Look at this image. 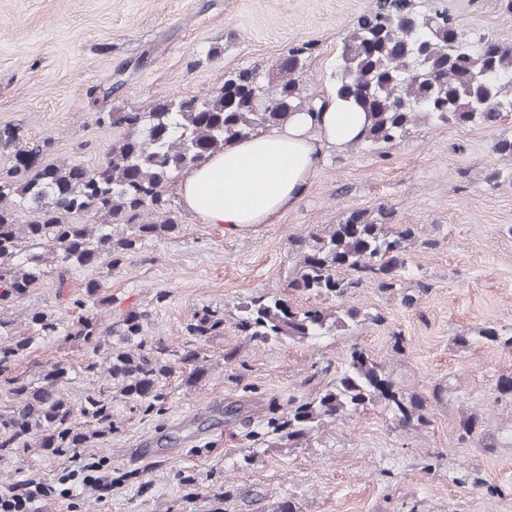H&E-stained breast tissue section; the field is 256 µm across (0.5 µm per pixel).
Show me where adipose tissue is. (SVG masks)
<instances>
[{"label":"adipose tissue","instance_id":"adipose-tissue-1","mask_svg":"<svg viewBox=\"0 0 512 512\" xmlns=\"http://www.w3.org/2000/svg\"><path fill=\"white\" fill-rule=\"evenodd\" d=\"M370 122L368 113L323 90L313 110L293 113L283 125L184 169V204L209 224L237 229L269 223L299 201L326 152L363 139Z\"/></svg>","mask_w":512,"mask_h":512}]
</instances>
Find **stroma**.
<instances>
[{"label": "stroma", "mask_w": 512, "mask_h": 512, "mask_svg": "<svg viewBox=\"0 0 512 512\" xmlns=\"http://www.w3.org/2000/svg\"><path fill=\"white\" fill-rule=\"evenodd\" d=\"M465 27L512 45V16L496 0H447ZM373 0H0V125L16 127L18 146L44 139L50 163L98 165L112 143L102 112L145 109L167 95H201L227 72L276 70L289 44L315 49L302 69L306 96L330 84L343 37ZM123 79L113 89L115 79ZM512 134V113L496 124L418 120L409 138L383 152H331L302 197L269 224L233 230L208 224L181 207L176 182L167 194L179 232L138 242L112 269L49 273L23 299L0 304V319L25 332L40 308L61 324L0 373V412L7 381L36 382L57 363L71 406L102 393L112 424L77 416L79 444L60 450L27 439L0 448V490L25 480L49 487L35 512H512V345L484 342L494 327L512 336V182L488 189V169H512L497 151ZM391 208L396 223L415 225L406 255L412 274L383 293L363 286L350 298L363 319L319 340L251 341L234 319L241 307L279 294L302 309L332 311L334 298L288 286L293 241L327 234L352 210ZM435 240L432 248L424 240ZM100 283L110 306H76L85 283ZM131 310L147 311L149 347L192 351L197 367L176 370L159 386L160 409L120 393L107 367L117 336L99 349L64 339L80 317L108 325ZM224 317L218 336L188 335L198 314ZM362 348L407 396L426 401L421 422L402 428L371 404L325 422L302 445L270 448L266 432L336 376L350 346ZM97 371H87L89 362ZM219 412H202L208 400ZM200 409L187 429L182 415ZM478 418L474 438L464 422ZM149 434L168 437L179 459L137 462L130 448ZM93 470H85L86 462Z\"/></svg>", "instance_id": "35a3bbf8"}]
</instances>
